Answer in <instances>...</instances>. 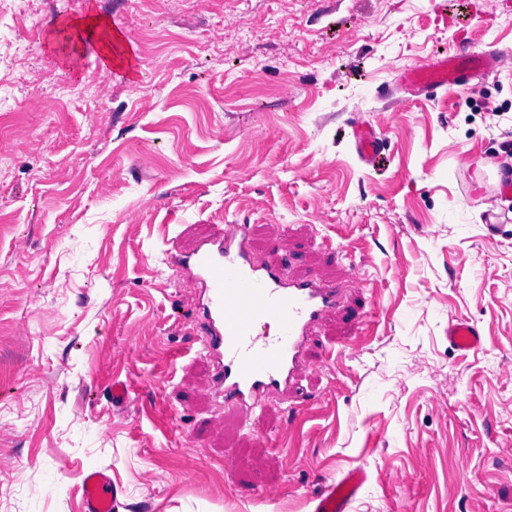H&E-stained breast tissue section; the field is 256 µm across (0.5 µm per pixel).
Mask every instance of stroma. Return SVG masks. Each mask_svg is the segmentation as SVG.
Here are the masks:
<instances>
[{
  "mask_svg": "<svg viewBox=\"0 0 512 512\" xmlns=\"http://www.w3.org/2000/svg\"><path fill=\"white\" fill-rule=\"evenodd\" d=\"M91 7L136 83L60 28ZM464 38L501 57L477 89L395 87ZM509 181L512 0H0V512H80L93 468L118 512H311L363 462L352 512H512ZM224 224L349 286L298 412L212 395L203 296L167 258ZM354 145L359 158L370 165H373L383 153L380 140L372 128H355ZM448 342L457 351H476L483 345L484 335L471 321L457 319L448 323Z\"/></svg>",
  "mask_w": 512,
  "mask_h": 512,
  "instance_id": "obj_1",
  "label": "stroma"
}]
</instances>
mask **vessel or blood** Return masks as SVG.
I'll use <instances>...</instances> for the list:
<instances>
[{"label": "vessel or blood", "instance_id": "obj_1", "mask_svg": "<svg viewBox=\"0 0 512 512\" xmlns=\"http://www.w3.org/2000/svg\"><path fill=\"white\" fill-rule=\"evenodd\" d=\"M494 52L467 44L455 52L404 69L400 84L415 93L434 95L469 88L473 79L492 72ZM354 145L359 158L374 164L382 154L373 129L357 127ZM251 227L225 225L220 233L187 253H174L170 264L188 272L207 301L210 330L201 338L204 352L216 361L214 380L225 408L251 412L276 397L293 398L307 370L306 342L340 304L342 290L332 281L293 278L273 256L254 257ZM448 342L458 351L480 349L482 330L466 319L448 324ZM368 464H359L336 479L321 483L312 498V512H350L368 482ZM117 491L103 469H91L83 480L84 512H116Z\"/></svg>", "mask_w": 512, "mask_h": 512}]
</instances>
